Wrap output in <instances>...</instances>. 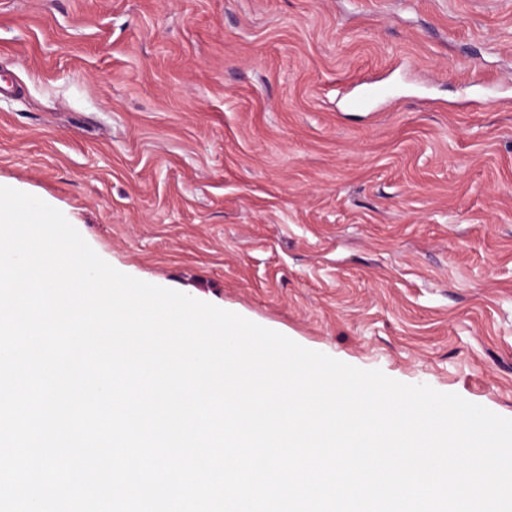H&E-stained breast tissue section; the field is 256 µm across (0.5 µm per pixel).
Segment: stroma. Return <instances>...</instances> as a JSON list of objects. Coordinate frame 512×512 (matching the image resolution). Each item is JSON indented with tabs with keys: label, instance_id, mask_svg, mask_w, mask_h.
<instances>
[{
	"label": "stroma",
	"instance_id": "stroma-1",
	"mask_svg": "<svg viewBox=\"0 0 512 512\" xmlns=\"http://www.w3.org/2000/svg\"><path fill=\"white\" fill-rule=\"evenodd\" d=\"M1 79L117 270L512 418V0H0Z\"/></svg>",
	"mask_w": 512,
	"mask_h": 512
}]
</instances>
